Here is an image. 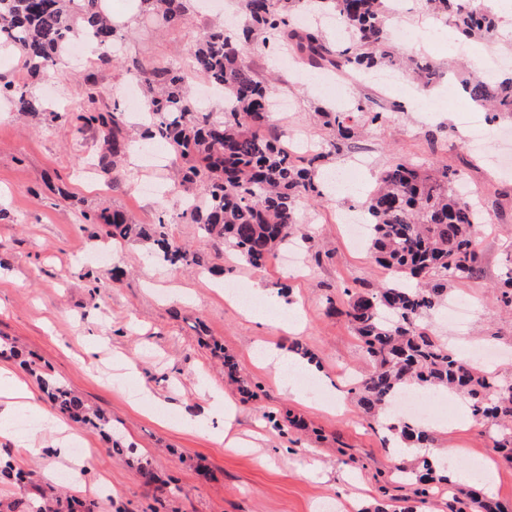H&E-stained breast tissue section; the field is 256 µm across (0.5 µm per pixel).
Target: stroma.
Masks as SVG:
<instances>
[{"instance_id":"35a3bbf8","label":"stroma","mask_w":512,"mask_h":512,"mask_svg":"<svg viewBox=\"0 0 512 512\" xmlns=\"http://www.w3.org/2000/svg\"><path fill=\"white\" fill-rule=\"evenodd\" d=\"M136 0H104V9L118 18L121 51L103 64L88 55L73 59L34 82L47 107L58 112L82 109L88 92L96 106L128 111L124 94L132 59L187 61L210 13L190 6L182 24L166 26L135 11ZM430 17L420 0H404L392 19L406 30L397 41L404 54L426 56L448 68L465 61L471 71L482 67L484 43L472 42L467 53L449 49L447 36L429 34ZM246 58L263 78H276L277 94L288 110L274 117L283 140L299 136L315 145L330 137L314 119L330 104L320 86H307L299 64L286 63L284 51L264 46L255 37ZM370 98L387 114L378 126L362 130L358 146H373L374 163L356 197L340 192L301 205L311 216L306 230L314 244L331 249L322 263L306 262L289 269L283 257L255 268L231 258L223 272L197 269L174 272L148 258V244L121 245L85 224L83 216L102 209H122L141 224L155 223L166 213L168 233L176 243L205 253L210 243L198 225L183 222V196L169 190L173 155L164 147H147L143 129L128 121L135 146L123 164L120 182L96 172L87 177L86 160L100 148L95 132L72 133L43 120L21 117L0 101V336L33 353L52 374L112 417V425L133 443L139 458L149 461L169 482L162 498L144 487L135 465L110 455L98 433L71 425L74 441L94 449L93 479L83 497L95 500L98 512H320L325 503L337 512H448V486L433 483L426 500L412 497L396 480L398 466H412L423 450L399 454L386 431L379 429L349 394L346 373H366L372 364L344 318L327 313L329 295L341 284L377 286L387 279L372 249L351 248L337 224L340 211L355 206L372 189L381 170L401 157L419 164L443 163L473 188L474 202L491 219L475 236L481 256L479 274L454 282L452 292L470 296L475 307L465 328L429 320L431 329L451 341L460 355L476 344L494 346L501 354L490 371L512 379V314L492 297L502 264L512 253V175L503 176L487 163H474L453 132L461 112L484 120L462 90H449L447 80L423 91L407 77L382 91L372 81L349 84L344 107ZM449 129L440 146L428 141L427 130ZM156 183L155 193L139 190L141 180ZM111 255L122 272L115 288L92 292L90 281ZM261 283L272 296L260 311L275 316L281 304L297 308L303 329L263 325L245 318L224 298L222 282ZM234 357L241 378L260 382L259 398L247 399L225 377L211 357L210 342ZM301 342L314 354L315 378L332 386L331 400L309 397L258 358L262 348L287 349ZM225 391L235 402V434L252 448L225 447L218 437L221 422L212 416L207 388ZM431 412L445 414L437 428V447L459 449L457 470L468 482L483 484L512 512V464L493 447L491 436L462 408L459 398L439 392ZM305 423L297 430L285 413ZM195 419L192 427L183 418Z\"/></svg>"}]
</instances>
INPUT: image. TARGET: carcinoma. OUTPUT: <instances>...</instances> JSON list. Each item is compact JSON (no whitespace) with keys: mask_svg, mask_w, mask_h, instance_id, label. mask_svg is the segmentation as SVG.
Here are the masks:
<instances>
[{"mask_svg":"<svg viewBox=\"0 0 512 512\" xmlns=\"http://www.w3.org/2000/svg\"><path fill=\"white\" fill-rule=\"evenodd\" d=\"M101 2L0 0V47L19 54L29 78L56 70L70 44L85 38L98 52V60L108 64L117 30ZM304 2L240 0L245 16L240 31L229 34L216 24L204 29L190 67L224 94V111L219 114L193 110L182 65L135 60L129 69L149 93L147 139L166 146L175 156L180 188L189 192L203 188L181 218L199 225L215 254L228 248L253 267L264 265L299 239L309 240L299 225L298 203L322 197L324 164L356 137L359 123L373 125L383 118L366 102L356 107L358 121L345 110H321L317 115L333 135L328 148L307 154L287 150L280 139L264 134L273 102L267 82L253 72L244 56L254 36L264 34L263 44L279 43L319 69L342 64L366 74L383 60L397 64L388 26L390 0H311V11L318 18L332 16L350 31V38L334 44L317 29L290 25V16ZM423 2L432 17L468 39L489 40L498 29L497 16L480 0ZM141 3L169 26L183 22L189 9L188 0ZM410 67L425 90L440 77V67L429 58L412 59ZM461 85L473 104L488 109L491 120L512 118V73L495 81L469 73ZM0 97L9 100L14 111L40 116L51 126L98 131L102 139L99 166L105 172L112 171L130 150L124 134L125 113L116 107L110 112L96 110L92 95L79 112H47L28 84L0 75ZM457 182V172L446 164L424 169L410 160L394 159L380 174L377 189L363 201L367 236L389 277L373 288L343 287L347 300L338 305L328 301V311L346 317L374 362V370L357 377L351 388L366 413L376 420L390 419L393 399L411 386L456 393L472 418L492 433L497 452L512 463V380L478 371L424 323V318L448 305L453 282L479 272L475 234L483 211L461 193ZM84 223L98 227L117 243L149 244L176 271L208 262L207 254L171 240L161 217L155 224H135L121 210L104 209L84 214ZM496 300L512 310V257L505 260ZM0 358L36 377L56 414L100 434L111 455H130L131 447L114 436L112 419L45 373L30 355L0 341ZM386 429L414 448H427L435 441L433 429L418 422L393 423ZM138 472L145 486L163 491L165 483L149 463H139ZM441 472L428 460L412 469L398 468L400 480L423 499ZM1 479L18 489L19 496L0 501V512H97L96 502L66 494L34 472L17 468L8 450L0 452ZM459 494L460 508L454 512H463L461 504L467 500L478 505L480 512H504L499 503L480 498L470 486L460 488Z\"/></svg>","mask_w":512,"mask_h":512,"instance_id":"obj_1","label":"carcinoma"}]
</instances>
